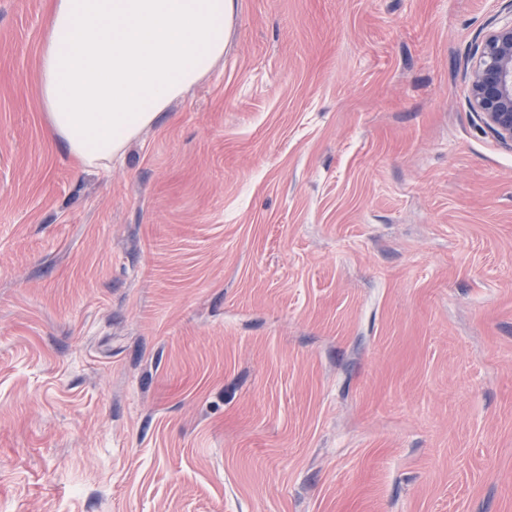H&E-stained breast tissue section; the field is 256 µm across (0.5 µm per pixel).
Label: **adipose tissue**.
Wrapping results in <instances>:
<instances>
[{
  "label": "adipose tissue",
  "instance_id": "1",
  "mask_svg": "<svg viewBox=\"0 0 512 512\" xmlns=\"http://www.w3.org/2000/svg\"><path fill=\"white\" fill-rule=\"evenodd\" d=\"M235 0H52L39 87L52 136L109 168L223 58Z\"/></svg>",
  "mask_w": 512,
  "mask_h": 512
}]
</instances>
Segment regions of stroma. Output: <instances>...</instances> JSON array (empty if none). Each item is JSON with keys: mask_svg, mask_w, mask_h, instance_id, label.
I'll return each instance as SVG.
<instances>
[{"mask_svg": "<svg viewBox=\"0 0 512 512\" xmlns=\"http://www.w3.org/2000/svg\"><path fill=\"white\" fill-rule=\"evenodd\" d=\"M109 170L0 0V512H512V0H236ZM469 75L470 102L498 139L512 143V22L494 27Z\"/></svg>", "mask_w": 512, "mask_h": 512, "instance_id": "obj_1", "label": "stroma"}]
</instances>
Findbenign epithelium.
Instances as JSON below:
<instances>
[{"label":"benign epithelium","instance_id":"1","mask_svg":"<svg viewBox=\"0 0 512 512\" xmlns=\"http://www.w3.org/2000/svg\"><path fill=\"white\" fill-rule=\"evenodd\" d=\"M469 85L473 110L498 139L512 143V22L486 35Z\"/></svg>","mask_w":512,"mask_h":512}]
</instances>
